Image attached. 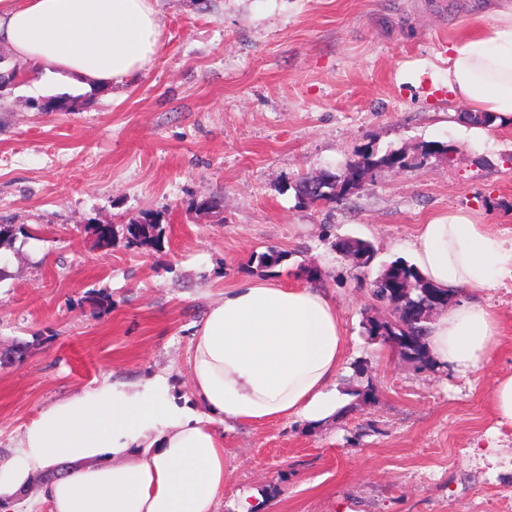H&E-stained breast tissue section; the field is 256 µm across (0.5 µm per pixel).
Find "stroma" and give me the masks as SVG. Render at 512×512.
Listing matches in <instances>:
<instances>
[{
	"mask_svg": "<svg viewBox=\"0 0 512 512\" xmlns=\"http://www.w3.org/2000/svg\"><path fill=\"white\" fill-rule=\"evenodd\" d=\"M157 53L123 86L100 89L45 74L0 40V224L26 230L0 245V500L48 512L38 476L13 488L8 461L40 412L106 385L164 377L191 398L190 340L227 289L253 280L322 290L342 319L346 413L220 427L224 495L234 512H512V425L489 405L512 375V277L483 301L501 342L480 369H417L368 318L369 284L411 260L420 224L472 212L512 240V121L468 139L465 106L434 73L451 40L486 21L484 0H156ZM74 110L37 111L59 98ZM426 145L449 154L422 155ZM401 150L329 205L299 204V176L337 171L364 151ZM220 197V212L202 200ZM156 247L128 243L142 212ZM111 225V247L91 225ZM370 241L357 270L336 239ZM281 260L258 268L253 255Z\"/></svg>",
	"mask_w": 512,
	"mask_h": 512,
	"instance_id": "obj_1",
	"label": "stroma"
}]
</instances>
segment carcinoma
<instances>
[{"label":"carcinoma","mask_w":512,"mask_h":512,"mask_svg":"<svg viewBox=\"0 0 512 512\" xmlns=\"http://www.w3.org/2000/svg\"><path fill=\"white\" fill-rule=\"evenodd\" d=\"M364 168L348 167L340 174L326 173L319 176L322 192L307 194L300 187L311 181L305 176L296 181L299 189L295 190L299 202L315 204L318 202L333 203L350 193L353 182L367 177L382 166L393 165L403 159L398 153H387L378 156L372 152L361 155ZM126 231L130 239L142 244L151 245L161 232L160 224L149 213H143L129 221ZM346 255L361 257V267L371 264L375 257L373 245L359 238H342L336 241ZM372 297L381 305L391 307L398 313L395 320L378 321L370 318L366 321V329L371 336H382L389 344L400 346V355L414 363L418 368H426L431 364L427 349L429 333V310L448 305V294L435 288L424 280L416 268L404 261H395L384 268L370 283Z\"/></svg>","instance_id":"cac0c4a2"}]
</instances>
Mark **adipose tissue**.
<instances>
[{"mask_svg": "<svg viewBox=\"0 0 512 512\" xmlns=\"http://www.w3.org/2000/svg\"><path fill=\"white\" fill-rule=\"evenodd\" d=\"M50 75L115 87L159 49L152 0H0V39ZM448 92L471 111L512 119V7L449 43ZM420 274L457 304L431 323L434 361L479 369L500 343L495 311L473 293L512 274V244L462 209L420 225L412 243ZM344 336L318 289L245 282L225 291L194 332L188 365L196 406L164 394L102 387L41 412L19 441L15 487L64 465L43 487L50 512H218L226 422L300 419L320 424L344 399L336 380Z\"/></svg>", "mask_w": 512, "mask_h": 512, "instance_id": "adipose-tissue-1", "label": "adipose tissue"}]
</instances>
